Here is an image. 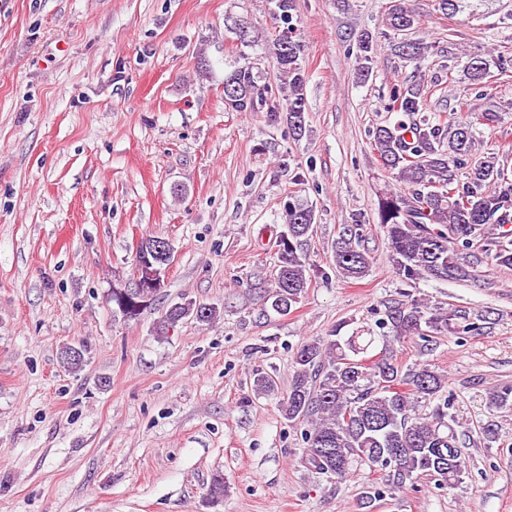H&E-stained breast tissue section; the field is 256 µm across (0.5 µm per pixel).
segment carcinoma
Here are the masks:
<instances>
[{
    "instance_id": "1",
    "label": "carcinoma",
    "mask_w": 512,
    "mask_h": 512,
    "mask_svg": "<svg viewBox=\"0 0 512 512\" xmlns=\"http://www.w3.org/2000/svg\"><path fill=\"white\" fill-rule=\"evenodd\" d=\"M281 28L268 49L274 71L282 83L275 92L257 63L247 61L241 50L224 60V83L235 88L228 110L265 112L283 121L293 136L305 133L304 112L308 72L304 65L305 42L297 25V0H270ZM421 25L420 15L408 0H393L386 14L393 54L416 65L418 78L393 85L383 95L384 108L396 114L392 124L378 126L372 147L383 169L397 183L380 192L376 223L387 234L390 261L404 281L429 278L465 281L476 265L512 269V180L495 152L479 153L474 126L501 120V105L484 94L486 104L470 120L456 113L467 107L458 101L447 112L428 113V96L422 69L431 46L422 39L400 38ZM377 41L362 32L356 45L358 75L371 74ZM487 62L472 57L467 79L483 87ZM466 170L465 179L458 171ZM284 231L278 241V264L271 287L263 289V305L280 316L288 315L310 285L311 264L306 251L316 221L313 206L294 199L284 209ZM335 270L345 280L360 279L369 270L371 257L359 233L344 225L332 246ZM160 289H112V312L126 320L137 318L155 304ZM223 310L214 304L197 306L184 300L162 311L155 326L160 337L176 325L192 320L213 323ZM469 316L457 308H432L418 300L398 302L386 310L378 325L387 327L396 340L417 336L458 334L470 329ZM373 336L332 334L299 345L293 357L288 392L280 401L290 422L305 423L304 463L329 478L342 479L356 464L385 472V482L402 487L420 475L435 478L440 486H453L464 473L446 380L426 362L403 365L385 348L368 355ZM434 403L428 413L420 404ZM492 409L512 408V388L492 395Z\"/></svg>"
}]
</instances>
